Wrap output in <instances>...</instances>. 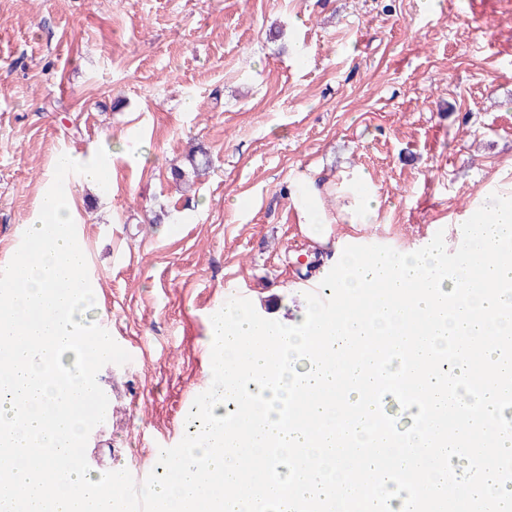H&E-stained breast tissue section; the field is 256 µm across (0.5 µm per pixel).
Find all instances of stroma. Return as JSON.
I'll list each match as a JSON object with an SVG mask.
<instances>
[{
    "instance_id": "obj_1",
    "label": "stroma",
    "mask_w": 512,
    "mask_h": 512,
    "mask_svg": "<svg viewBox=\"0 0 512 512\" xmlns=\"http://www.w3.org/2000/svg\"><path fill=\"white\" fill-rule=\"evenodd\" d=\"M211 168L170 176L189 149ZM104 148L108 190L73 178L105 322L130 355L97 381L92 474L181 440L209 368L207 320L238 294L292 318L331 269L288 199L297 176L365 170L376 223L409 249L512 167V0H0V265L56 156Z\"/></svg>"
}]
</instances>
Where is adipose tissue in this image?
I'll list each match as a JSON object with an SVG mask.
<instances>
[{"label": "adipose tissue", "mask_w": 512, "mask_h": 512, "mask_svg": "<svg viewBox=\"0 0 512 512\" xmlns=\"http://www.w3.org/2000/svg\"><path fill=\"white\" fill-rule=\"evenodd\" d=\"M336 194L342 200L337 212H329L323 204L321 187L312 178L295 183L289 193L294 208L312 237H323L331 224L375 223L380 200L369 175L361 170L341 174Z\"/></svg>", "instance_id": "ef3b65f1"}]
</instances>
